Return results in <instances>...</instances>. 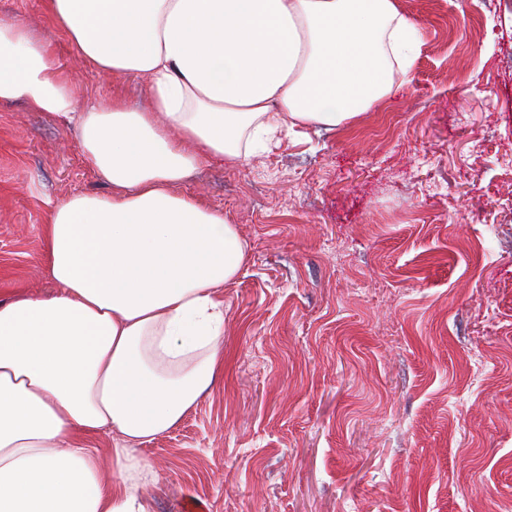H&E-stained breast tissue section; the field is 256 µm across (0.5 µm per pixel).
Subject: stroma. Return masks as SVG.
I'll return each mask as SVG.
<instances>
[{"instance_id":"obj_1","label":"stroma","mask_w":512,"mask_h":512,"mask_svg":"<svg viewBox=\"0 0 512 512\" xmlns=\"http://www.w3.org/2000/svg\"><path fill=\"white\" fill-rule=\"evenodd\" d=\"M408 80L351 124L299 127L182 188L247 243L224 367L142 447L150 512H512V0H398ZM50 44L77 109L143 79L88 68L45 0H0ZM108 187L72 128L0 102V299L54 290L46 200Z\"/></svg>"}]
</instances>
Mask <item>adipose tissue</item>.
<instances>
[{"label":"adipose tissue","instance_id":"adipose-tissue-1","mask_svg":"<svg viewBox=\"0 0 512 512\" xmlns=\"http://www.w3.org/2000/svg\"><path fill=\"white\" fill-rule=\"evenodd\" d=\"M90 68L142 78L75 108L50 46L0 19V101L73 127L107 193L47 202L49 295L0 301V512H149L140 453L224 365L219 291L243 265L236 225L181 193L274 133L352 122L408 75L418 25L397 0H47ZM112 433L107 458L90 448Z\"/></svg>","mask_w":512,"mask_h":512}]
</instances>
